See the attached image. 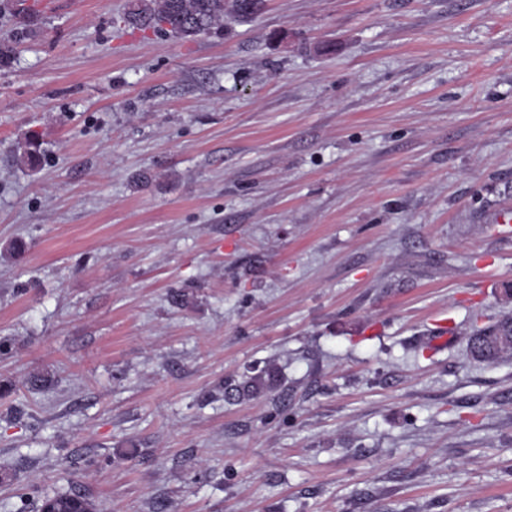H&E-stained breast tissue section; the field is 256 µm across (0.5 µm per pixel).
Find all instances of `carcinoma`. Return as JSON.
<instances>
[{
    "mask_svg": "<svg viewBox=\"0 0 512 512\" xmlns=\"http://www.w3.org/2000/svg\"><path fill=\"white\" fill-rule=\"evenodd\" d=\"M257 0H131L128 21L137 29L172 33L181 38L207 33L224 17L248 18ZM470 352L479 360L512 353V317L491 328H477L470 337Z\"/></svg>",
    "mask_w": 512,
    "mask_h": 512,
    "instance_id": "carcinoma-1",
    "label": "carcinoma"
}]
</instances>
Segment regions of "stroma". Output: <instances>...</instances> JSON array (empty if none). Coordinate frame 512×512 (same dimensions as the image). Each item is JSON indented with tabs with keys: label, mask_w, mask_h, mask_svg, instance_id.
Wrapping results in <instances>:
<instances>
[{
	"label": "stroma",
	"mask_w": 512,
	"mask_h": 512,
	"mask_svg": "<svg viewBox=\"0 0 512 512\" xmlns=\"http://www.w3.org/2000/svg\"><path fill=\"white\" fill-rule=\"evenodd\" d=\"M128 3L0 0V512H512V0ZM128 21L140 31L172 33L181 38L207 33L224 17L248 18L257 0H133ZM470 352L479 360H493L512 353V317L491 328H476L470 337Z\"/></svg>",
	"instance_id": "35a3bbf8"
}]
</instances>
